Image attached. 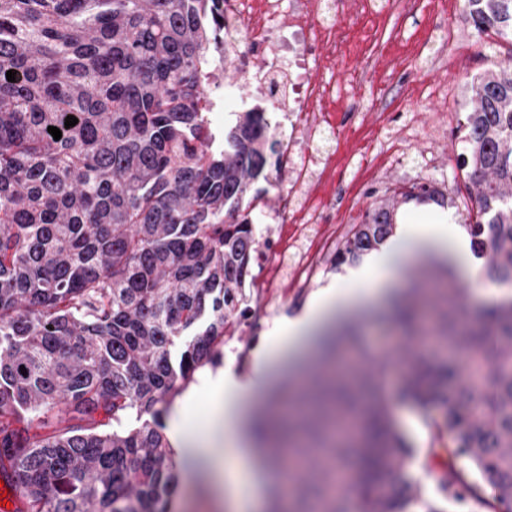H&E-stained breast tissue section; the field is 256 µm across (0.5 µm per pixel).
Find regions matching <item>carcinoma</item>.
<instances>
[{
    "label": "carcinoma",
    "instance_id": "carcinoma-1",
    "mask_svg": "<svg viewBox=\"0 0 512 512\" xmlns=\"http://www.w3.org/2000/svg\"><path fill=\"white\" fill-rule=\"evenodd\" d=\"M463 9L512 41V0ZM222 47L224 0H0V476L19 487L16 512H172L160 415L248 310L253 211L282 149L259 106L211 128ZM472 92L462 159L476 213L462 228L487 281L512 285V64ZM411 201L453 207L414 184L368 210L331 267L381 251ZM391 319L404 358L378 356L358 316L327 343L310 409L280 433L288 447L268 449L272 505L286 477L289 512H346L347 477L359 512H412L422 489L393 418L410 403L429 458H448L430 466L448 505L476 495L464 458L512 512V296L477 306L428 261Z\"/></svg>",
    "mask_w": 512,
    "mask_h": 512
}]
</instances>
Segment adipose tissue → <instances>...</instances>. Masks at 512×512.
I'll use <instances>...</instances> for the list:
<instances>
[{
	"mask_svg": "<svg viewBox=\"0 0 512 512\" xmlns=\"http://www.w3.org/2000/svg\"><path fill=\"white\" fill-rule=\"evenodd\" d=\"M465 235L445 212L406 231L401 244L371 263L350 269L352 289L328 286L320 289L302 316L281 326L277 334L279 358L300 367L309 357L313 333L328 326L333 317L368 302L386 300L404 259L430 254L438 260L459 263L466 279L478 270L466 260ZM203 386L214 398L216 409L205 431L185 429L178 422L168 426L169 439L178 451L204 457L212 472V486L228 512H258L263 505L267 471L261 464L250 429L249 394L233 378L208 376Z\"/></svg>",
	"mask_w": 512,
	"mask_h": 512,
	"instance_id": "adipose-tissue-1",
	"label": "adipose tissue"
}]
</instances>
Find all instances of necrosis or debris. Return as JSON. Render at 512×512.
<instances>
[{
	"mask_svg": "<svg viewBox=\"0 0 512 512\" xmlns=\"http://www.w3.org/2000/svg\"><path fill=\"white\" fill-rule=\"evenodd\" d=\"M346 0H224V43L238 48L249 43L266 50L261 68L253 70L250 84L268 92L270 75H279L285 90L271 94L276 127L282 136L281 167L292 170V180L283 205L287 223L268 227V214L256 213L258 236L266 244L252 258V287H311L325 257L336 251L335 234L325 233L330 217L326 207L301 197L300 189L310 184H329L348 197L349 183L337 181L336 173L311 153V145L330 134L325 107L340 84L325 75L313 60L311 48L317 39L335 41L336 16ZM290 35L287 53L273 49L279 30Z\"/></svg>",
	"mask_w": 512,
	"mask_h": 512,
	"instance_id": "1",
	"label": "necrosis or debris"
}]
</instances>
